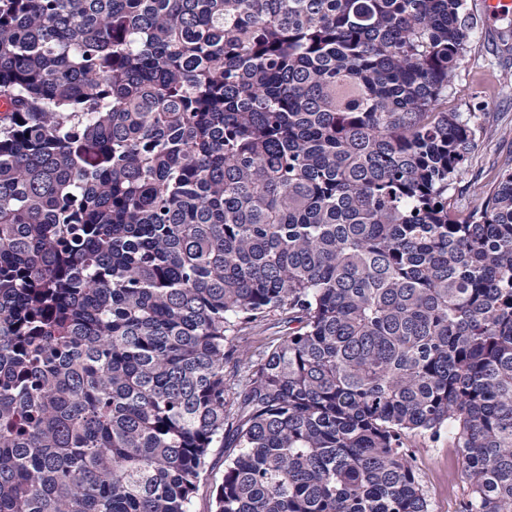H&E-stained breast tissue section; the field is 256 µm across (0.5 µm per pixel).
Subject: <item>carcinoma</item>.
<instances>
[{
  "label": "carcinoma",
  "mask_w": 512,
  "mask_h": 512,
  "mask_svg": "<svg viewBox=\"0 0 512 512\" xmlns=\"http://www.w3.org/2000/svg\"><path fill=\"white\" fill-rule=\"evenodd\" d=\"M467 0H0V512H512V170ZM288 325L256 354L240 344ZM512 0H468L476 20L473 49L448 88V111L462 112L476 126V143L458 181L448 192L461 211L479 202L498 175L512 168ZM428 500L429 512H466L469 485L456 448H448V433L416 435L407 442ZM224 475V449L215 448L210 457V465L198 493L192 499L190 512H210L212 508V493L221 483Z\"/></svg>",
  "instance_id": "cac0c4a2"
}]
</instances>
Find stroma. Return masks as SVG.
<instances>
[{"instance_id":"stroma-1","label":"stroma","mask_w":512,"mask_h":512,"mask_svg":"<svg viewBox=\"0 0 512 512\" xmlns=\"http://www.w3.org/2000/svg\"><path fill=\"white\" fill-rule=\"evenodd\" d=\"M475 13L473 49L448 89V109L469 117L477 128L476 143L458 181L448 192L461 211L478 201L479 191L493 187L499 174L512 168V12L493 19ZM428 500L429 512H465L469 485L456 449L447 435H417L407 443Z\"/></svg>"}]
</instances>
